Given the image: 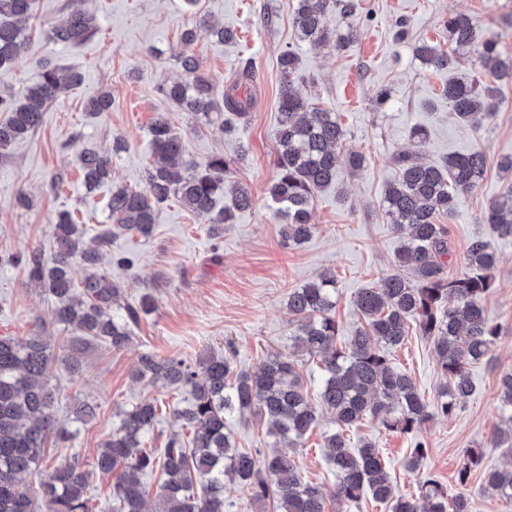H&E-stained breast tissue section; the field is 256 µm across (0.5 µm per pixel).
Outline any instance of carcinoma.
<instances>
[{
    "label": "carcinoma",
    "mask_w": 512,
    "mask_h": 512,
    "mask_svg": "<svg viewBox=\"0 0 512 512\" xmlns=\"http://www.w3.org/2000/svg\"><path fill=\"white\" fill-rule=\"evenodd\" d=\"M346 16L357 9L356 0H297L293 23L302 41L347 48L357 33H338L328 25L330 4ZM33 0H0V68L20 61L27 49V36L20 22L29 17ZM448 49L426 42L414 46L417 59L436 70H450L461 53L474 49L490 79L512 80V55L498 49L494 36L482 31L464 14L448 17ZM98 27L82 0H69L66 19L51 29L57 43L77 45L91 39ZM182 77L164 82L157 91L184 112L209 120L229 113L233 122L226 131L248 121L255 99L250 85L254 70L247 65L238 79L214 96L213 83L201 60L186 50L179 57ZM40 81L26 89L20 100L0 95V153L36 130L43 112L64 89L82 82V74L49 60L40 62ZM298 57L291 51L280 56L283 76L278 101L275 174L269 195L283 218L281 237L299 245L316 231L311 211L316 194L336 181L340 147L345 131L336 113L300 97L293 88ZM448 106L463 123L478 128L491 121L500 105L498 88L487 84L478 91L460 77L442 89ZM112 97L101 92L87 100L94 115L109 111ZM159 158L142 189H112L108 204L112 223L86 245L83 225L68 211L52 221L50 253L41 248L15 257L30 280L37 282L57 301L56 319L73 328L83 339L104 342L121 349L130 342L132 327L141 316L156 309L155 298L146 293L135 304L120 303L121 288L99 265L103 250L119 235H152L157 208L175 198L189 211L205 219L217 234L233 223L234 211L253 206L252 195L243 188L226 194L231 161L222 154L204 163L189 159L186 137L170 122L159 120L150 129ZM125 150L114 142L112 156L87 148L82 153L84 185L91 191L110 176L112 157ZM397 174L385 190L383 208L394 231L404 239L396 256L402 272L361 289L354 301L359 325L345 342L337 344L336 278L321 273L316 279L288 294V313L295 324L289 336V352L268 354L255 368L238 365L232 343L192 360L187 357L140 356L134 371L139 380L173 387L182 395L183 406L172 414L179 430L171 433L160 453L143 447L142 437L159 421L160 404L145 398L120 413L94 461L93 468L114 477L112 512H147L143 476L159 473L153 512H224L226 480L239 481L258 503L273 502L277 512H346L345 506L369 495L390 512H470L465 494L448 497V491L431 476L420 483L419 497L396 498L390 473L376 443L366 440L350 447L345 432L371 417L391 432L415 433L433 414H453L473 393L468 366L491 355L499 336L498 326L482 303L493 285L497 264L491 243L479 236L464 257V268L448 273V232L438 218L452 217L461 195L480 186L487 161L478 149L448 156L440 166L419 161L404 152L394 160ZM231 204L218 207L224 196ZM483 223L501 238H512V190L491 201ZM85 275L74 281L73 268ZM123 310L118 316L114 308ZM431 340L444 381L437 404H427L410 375L396 369L388 357L400 346L409 327ZM319 359L323 379L320 402L311 401L297 357ZM55 361L47 339L0 336V512H95L87 497L90 471L75 458L48 467L40 493L33 498L21 483L24 474L46 462L49 440L65 442L71 434L55 419V389L50 369ZM502 413L507 428L492 435V444L512 454V370L499 378ZM332 415L337 430L324 436L329 462L338 483L331 497L321 487L302 477L294 453L307 433L315 428L322 412ZM237 413L267 423L279 450L264 457L237 448L226 426V417ZM79 422L95 419L96 405L84 400L74 409ZM482 452L467 450L458 472L464 487L471 471L479 469ZM484 488L512 502V463L483 473Z\"/></svg>",
    "instance_id": "1"
}]
</instances>
